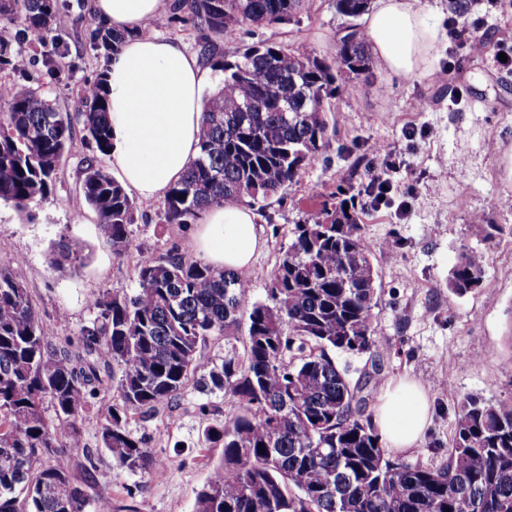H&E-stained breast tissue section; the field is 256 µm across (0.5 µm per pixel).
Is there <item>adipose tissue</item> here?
<instances>
[{"instance_id":"ef3b65f1","label":"adipose tissue","mask_w":512,"mask_h":512,"mask_svg":"<svg viewBox=\"0 0 512 512\" xmlns=\"http://www.w3.org/2000/svg\"><path fill=\"white\" fill-rule=\"evenodd\" d=\"M163 12V0H92L97 20L126 38L104 68L109 90L112 152L109 164L128 191L143 200L162 197L200 152L201 94L208 73L181 42L143 36V24ZM366 34L380 66L406 77L428 76V60L444 34L420 0H376ZM259 216L245 206L203 212L191 251L208 263L251 270L264 240ZM424 388L402 379L382 388L373 422L390 448L417 445L430 422Z\"/></svg>"}]
</instances>
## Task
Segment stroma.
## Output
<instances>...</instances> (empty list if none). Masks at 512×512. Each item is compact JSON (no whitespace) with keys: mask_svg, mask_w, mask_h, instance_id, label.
Returning a JSON list of instances; mask_svg holds the SVG:
<instances>
[{"mask_svg":"<svg viewBox=\"0 0 512 512\" xmlns=\"http://www.w3.org/2000/svg\"><path fill=\"white\" fill-rule=\"evenodd\" d=\"M53 32L22 45L33 64L24 75L0 70V82L41 90L57 109H83L80 90L104 70L106 56L92 47L84 24L92 0H58ZM333 0H308L292 21L241 27L222 44L231 56L243 45L271 42L299 47L320 57L336 52L347 26ZM486 50L473 56L451 42L431 50L437 65L453 64L447 84L427 77H402L371 64L364 80L339 82L332 101L336 135L319 161L289 186L282 202L260 211L264 247L247 272L248 302L266 297L264 277L290 239L303 211L322 195L344 185L359 197L374 145L396 148L402 156L391 171L395 203L365 207L364 231L375 248L382 288L375 330L382 344L381 382L411 378L428 393L432 419L421 442L401 451L409 463L434 467L448 459L458 403L464 395L512 401V69L500 65L501 45H512V0H500L485 18ZM59 61L48 76L43 58ZM428 108L416 109L419 99ZM85 148L62 158L51 198L29 223L13 207L0 204V263L22 262L26 288L44 327L59 336L78 335L96 315L89 304L103 292L132 294L139 255L188 250L191 230L164 223L158 201L136 200L129 226L138 252L114 255L102 237L95 211L82 189ZM406 202L399 216L395 205ZM501 231L487 238L488 225ZM71 240L79 259L57 263L60 237ZM486 253L481 286L463 297L452 294L448 276L460 254ZM116 394L93 400L84 413V448L72 449L73 464L91 451L97 465L90 498L110 495L112 512H194L196 496L222 457L218 446L201 445L205 426L223 420L231 403L188 382L174 404H162L147 418L132 415L130 430L144 438L157 461L144 473L118 471L101 444L98 425Z\"/></svg>","mask_w":512,"mask_h":512,"instance_id":"obj_1","label":"stroma"}]
</instances>
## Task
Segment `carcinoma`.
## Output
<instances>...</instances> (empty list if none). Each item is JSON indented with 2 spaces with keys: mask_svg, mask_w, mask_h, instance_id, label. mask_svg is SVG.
<instances>
[{
  "mask_svg": "<svg viewBox=\"0 0 512 512\" xmlns=\"http://www.w3.org/2000/svg\"><path fill=\"white\" fill-rule=\"evenodd\" d=\"M306 0H174L166 24L193 23L207 31L205 64L221 72L202 100L200 155L160 203L166 224L197 223L211 206L264 209L284 200L329 144L336 120L329 99L344 73L370 72V48L354 27L331 58L258 43L236 59L217 40L240 27L291 20ZM336 12L357 19L369 0H335ZM55 0H0V18L19 21V36H0V69L16 67L21 37L52 33ZM92 44L110 53L124 35L89 15ZM288 95L286 112L279 95ZM81 144L93 152L82 191L114 254L136 249L128 234L136 205L99 164L112 147L105 79L81 89ZM324 100L321 110L311 102ZM73 116L44 94L0 83V202L28 220L53 193L64 153L77 147ZM337 186L307 211L281 248L267 297L246 301L248 281L173 250L143 255L137 291L105 292L91 300L97 316L75 337L43 327L19 263L0 266V512H87L85 488L96 466L85 456L82 415L90 400L118 393L98 433L115 466L148 472L156 460L128 417L179 400L191 377L209 393L234 401L224 421L204 429L205 442L223 447L220 464L198 492L194 512H512V401L463 397L439 467L410 464L386 448L367 413L369 381L354 379L335 353L367 354L374 372L381 352L374 326L379 273L365 238L364 208L337 200ZM486 255L466 251L448 277L459 297L480 287ZM243 334V352L199 374L197 353L212 336ZM50 401L54 416L43 410Z\"/></svg>",
  "mask_w": 512,
  "mask_h": 512,
  "instance_id": "1",
  "label": "carcinoma"
}]
</instances>
